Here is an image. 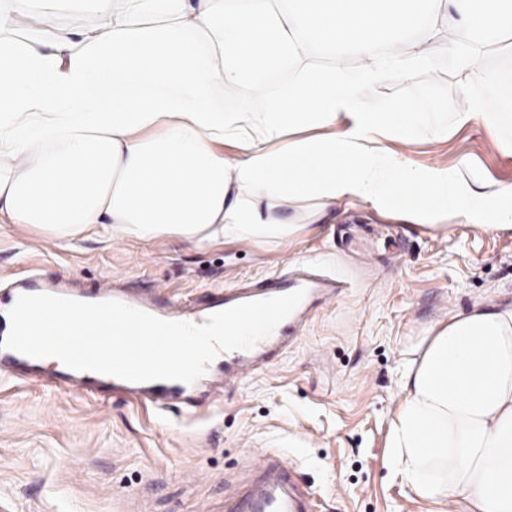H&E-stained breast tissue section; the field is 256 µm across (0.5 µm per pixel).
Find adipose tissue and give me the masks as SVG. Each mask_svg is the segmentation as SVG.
I'll return each mask as SVG.
<instances>
[{"mask_svg":"<svg viewBox=\"0 0 512 512\" xmlns=\"http://www.w3.org/2000/svg\"><path fill=\"white\" fill-rule=\"evenodd\" d=\"M0 0V223L69 243L233 237L280 244L284 217L361 200L432 229L512 226V185L415 167L389 144L415 106L383 110L365 82L407 76L443 16L438 0ZM467 36L470 89L499 84L485 48L512 40V0H447ZM340 46L354 68L303 69ZM287 83H280V76ZM237 90L226 100L225 90ZM389 462L418 498L512 512V304L430 328L400 371ZM59 21L74 30H83L94 23V14L88 2L77 3L66 0L59 11Z\"/></svg>","mask_w":512,"mask_h":512,"instance_id":"adipose-tissue-1","label":"adipose tissue"}]
</instances>
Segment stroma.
Segmentation results:
<instances>
[{
  "mask_svg": "<svg viewBox=\"0 0 512 512\" xmlns=\"http://www.w3.org/2000/svg\"><path fill=\"white\" fill-rule=\"evenodd\" d=\"M447 42L440 31L409 76L368 82L362 94L377 107L419 103L405 139L390 144L416 167L512 184V155L485 128L493 122L512 142V118L482 90L485 120L458 125L465 87ZM430 112L447 123V137L423 134ZM314 207H289L301 228L282 246L94 234L61 245L29 227L0 226V304L31 275L83 297L104 283L195 318L263 277L306 273L341 284L311 303L268 364L229 382L212 370L164 411L108 386L72 394L52 363L0 369V512H224L225 484H246L272 452L294 462L313 512H456L415 498L388 466L400 369L451 313L512 302V231L457 222L444 233L361 201L314 223Z\"/></svg>",
  "mask_w": 512,
  "mask_h": 512,
  "instance_id": "1",
  "label": "stroma"
}]
</instances>
